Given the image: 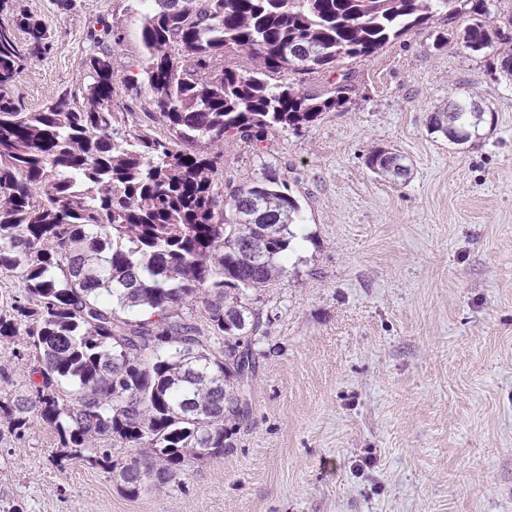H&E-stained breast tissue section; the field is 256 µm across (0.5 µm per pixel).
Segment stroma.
Here are the masks:
<instances>
[{"mask_svg": "<svg viewBox=\"0 0 512 512\" xmlns=\"http://www.w3.org/2000/svg\"><path fill=\"white\" fill-rule=\"evenodd\" d=\"M52 53L14 95L31 111L85 82L88 27L121 13L117 68L140 57L137 0H12ZM446 15L335 71L343 107L259 145L224 144V187L273 166L301 206L267 315L250 412L223 456L131 499L104 469L56 467L54 432L0 433V512H512V74L456 39ZM466 95L494 115L466 144L429 119ZM409 168L372 173L376 148Z\"/></svg>", "mask_w": 512, "mask_h": 512, "instance_id": "stroma-1", "label": "stroma"}]
</instances>
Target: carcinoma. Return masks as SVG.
<instances>
[{
  "mask_svg": "<svg viewBox=\"0 0 512 512\" xmlns=\"http://www.w3.org/2000/svg\"><path fill=\"white\" fill-rule=\"evenodd\" d=\"M153 2L139 73L118 77L109 43L121 20L99 17L82 60L90 83L29 111L13 89L51 53V34L0 0V273L24 293L0 306V336L23 337L14 358L30 378L0 404V423L20 436L42 421L63 458L118 473L133 499L223 456L224 422L248 413L264 338L251 294L282 276L300 205L270 167L224 198V141L297 132L348 90L311 94L273 76L370 57L440 13L467 17L453 36L469 53L512 50L491 0ZM485 122L465 96L430 118L458 145ZM366 165L408 174L382 148ZM193 304L202 328L184 312ZM112 445L140 452L115 462Z\"/></svg>",
  "mask_w": 512,
  "mask_h": 512,
  "instance_id": "1",
  "label": "carcinoma"
}]
</instances>
